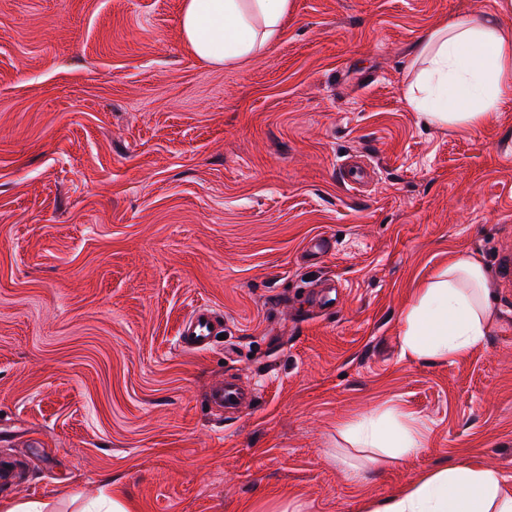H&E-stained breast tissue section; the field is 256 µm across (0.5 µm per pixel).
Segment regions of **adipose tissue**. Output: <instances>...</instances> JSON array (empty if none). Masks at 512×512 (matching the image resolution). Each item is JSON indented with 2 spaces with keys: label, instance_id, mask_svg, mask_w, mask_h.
<instances>
[{
  "label": "adipose tissue",
  "instance_id": "obj_1",
  "mask_svg": "<svg viewBox=\"0 0 512 512\" xmlns=\"http://www.w3.org/2000/svg\"><path fill=\"white\" fill-rule=\"evenodd\" d=\"M291 0H183L180 33L199 59L233 64L275 43ZM424 63L404 93L435 126L482 125L512 99V38L491 18L464 16L421 42ZM489 279L470 253L419 288L402 316V352L415 361L455 358L481 345L491 324ZM343 433L394 462L424 444L422 424L393 409L363 415ZM364 512H512V476L464 460L409 481Z\"/></svg>",
  "mask_w": 512,
  "mask_h": 512
}]
</instances>
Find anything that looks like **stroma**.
Masks as SVG:
<instances>
[{"label":"stroma","instance_id":"stroma-1","mask_svg":"<svg viewBox=\"0 0 512 512\" xmlns=\"http://www.w3.org/2000/svg\"><path fill=\"white\" fill-rule=\"evenodd\" d=\"M495 8L292 0L264 54L216 66L181 0H0V500L83 512L108 478L130 512H362L464 458L512 476V100L462 129L404 99L423 34ZM460 251L492 330L412 361L402 314ZM200 303L224 337L187 353ZM227 376L257 392L231 419L205 403ZM391 406L423 448L351 477L342 422ZM221 333H224V314L208 304L196 305L178 332L177 346L185 352H205L214 346Z\"/></svg>","mask_w":512,"mask_h":512}]
</instances>
